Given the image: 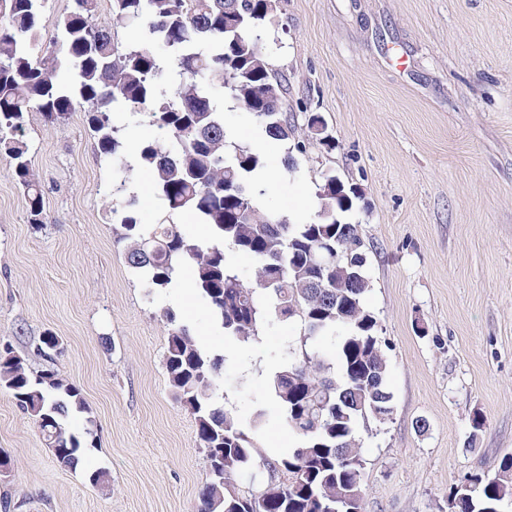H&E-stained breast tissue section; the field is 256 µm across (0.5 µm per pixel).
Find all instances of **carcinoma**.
Instances as JSON below:
<instances>
[{
	"label": "carcinoma",
	"mask_w": 512,
	"mask_h": 512,
	"mask_svg": "<svg viewBox=\"0 0 512 512\" xmlns=\"http://www.w3.org/2000/svg\"><path fill=\"white\" fill-rule=\"evenodd\" d=\"M44 2L0 0V152L11 159L29 222L42 223L43 191L29 158L25 115L35 109L55 122L84 113L100 155L126 167L112 112L138 108L174 144L146 141L136 151L167 202L159 223H140L139 199L125 181L110 190L112 223L122 229L128 266L155 289L175 287L179 269L192 266L195 288L237 343L258 341L271 320L304 326L299 345L270 377L273 400L296 443L267 456L256 442L266 411L257 410L245 426L224 408V357L199 347L174 311L164 310L172 325L165 351L169 386L195 416L208 464L199 512H365L359 426L367 418L386 423L394 407L386 343L363 304L369 278L355 265L363 256L358 228L340 220L356 197L327 175L316 193L317 221L294 224L264 214L258 205L264 189L253 180L262 160L249 148L227 151L224 116L209 94L226 91L268 137L293 139L284 86L261 49L274 0H110V17L99 23L92 20L97 0H74L46 48ZM125 22L137 23L140 37L120 52L112 30ZM158 43L179 69L181 81L172 89L161 82ZM182 211L209 225L211 238L201 241L174 223ZM229 251L256 262L255 283L240 279ZM328 334L337 337L332 352L317 345ZM0 387L12 392L54 456L69 455L77 469L83 443L68 419L84 410L78 389L53 372L31 376L10 349L0 353ZM253 469L269 474L257 497L239 485ZM449 497L455 512H500L512 499V455L503 456L494 476L472 475L468 487H451Z\"/></svg>",
	"instance_id": "obj_1"
}]
</instances>
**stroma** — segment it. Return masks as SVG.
<instances>
[{
  "instance_id": "35a3bbf8",
  "label": "stroma",
  "mask_w": 512,
  "mask_h": 512,
  "mask_svg": "<svg viewBox=\"0 0 512 512\" xmlns=\"http://www.w3.org/2000/svg\"><path fill=\"white\" fill-rule=\"evenodd\" d=\"M262 51L285 80V111L305 144L262 154L273 176L264 213L314 221L325 175L359 188L358 225L370 288L365 305L388 344L394 414L368 422L366 512H452L451 485L495 474L512 453V0H276ZM237 145L262 123L216 92ZM320 114L336 144L307 129ZM43 221L0 155V345L31 375L50 369L86 409L73 429L87 448L62 467L34 422L0 387V454L10 512H196L208 476L192 412L168 384L172 309L206 348L224 354L225 402L242 420L268 408L261 451L287 427L271 410L268 373L299 328L270 322L259 342L233 344L198 292L151 289L131 270L107 193L126 179L141 221L166 212L147 171L99 156L83 113L27 116ZM60 348L44 355L42 336ZM483 420L472 427L473 416ZM102 471L100 483L90 482Z\"/></svg>"
}]
</instances>
